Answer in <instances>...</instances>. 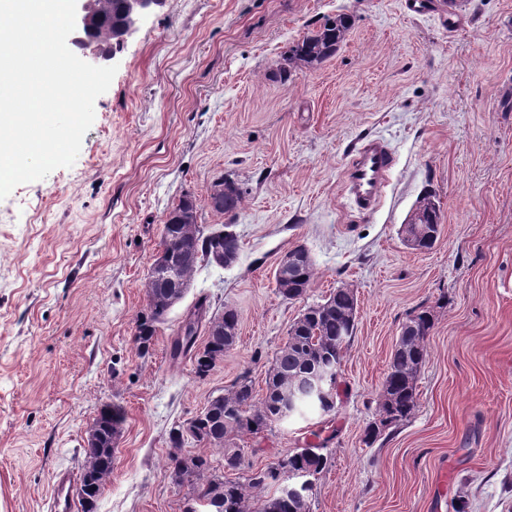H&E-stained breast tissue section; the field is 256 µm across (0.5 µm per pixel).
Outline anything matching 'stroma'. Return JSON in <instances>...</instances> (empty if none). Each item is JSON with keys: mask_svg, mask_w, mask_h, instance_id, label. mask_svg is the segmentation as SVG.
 Wrapping results in <instances>:
<instances>
[{"mask_svg": "<svg viewBox=\"0 0 512 512\" xmlns=\"http://www.w3.org/2000/svg\"><path fill=\"white\" fill-rule=\"evenodd\" d=\"M403 0H167L116 49L75 163L0 200V512H49L56 476L80 471L103 406L124 415L95 512H185L174 453L222 465L219 450L169 434L249 373H266L290 325L339 287L358 314L336 408L234 437L251 468L317 438L328 463L310 512H512V0H454L460 22L407 14ZM353 26L315 69L275 73L324 19ZM364 137L396 163L381 206L355 210L347 155ZM244 199L210 206L222 178ZM442 215L432 250L401 233L416 199ZM204 231L231 224L239 259L202 265L159 325L135 342L162 224L183 196ZM305 246L307 294L274 273ZM234 307L238 341L206 378L170 348L198 299ZM434 316L408 419L366 442L400 329ZM221 185H227V191H224L222 209L216 210V212L224 214L231 222L234 221L242 204L243 191L240 187L236 186L233 181L228 179L222 180L220 186Z\"/></svg>", "mask_w": 512, "mask_h": 512, "instance_id": "obj_1", "label": "stroma"}]
</instances>
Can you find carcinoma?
<instances>
[{
    "instance_id": "carcinoma-1",
    "label": "carcinoma",
    "mask_w": 512,
    "mask_h": 512,
    "mask_svg": "<svg viewBox=\"0 0 512 512\" xmlns=\"http://www.w3.org/2000/svg\"><path fill=\"white\" fill-rule=\"evenodd\" d=\"M122 0H107L101 5L104 16L99 24L97 37L108 39L110 26L120 21ZM352 27L348 15L328 18L316 31L303 36L292 45L284 58L287 65L279 68V73L288 75L291 69L299 66L313 67L336 54L346 40ZM222 209L229 223L223 228L208 234L199 230L193 237H186L180 227L182 217L195 212L191 197H183L167 214L161 231L160 245L170 248L180 255L178 280L191 284V279L202 262H211L213 253L224 249L239 252L237 237L226 238L224 231L230 229L243 201V191L231 180L225 179ZM413 216L421 224L440 226L441 212L433 196L426 194L415 203ZM316 274L314 261L296 268L290 284L306 292L311 287ZM176 292V284L164 280L153 283V295L147 297V308L136 321L135 342L141 352L149 351L157 325L165 320L171 307L164 304L168 295ZM355 296L342 288L330 293L321 302L308 306L293 322L288 330V339L276 352L268 369L266 391L261 398H255L252 380L243 374L227 393L210 402L211 417L201 428L197 440L205 441L224 454V469H242L244 457L239 448H226L224 443L238 434H258L277 423L282 414L281 391L287 383L299 376L333 370V384H338L342 351L353 335L356 325ZM206 300L198 301L196 318L191 325L184 327L181 340L172 344L171 357L174 359L188 354L194 346L199 324L205 320L203 310ZM224 322L223 336H206L205 350L194 354V372L198 377L207 376L224 358L237 341L239 317L237 310L225 306L219 315ZM434 325V318L427 309L414 312L402 325L404 336L402 345L394 348L389 368L383 381V390L389 395L383 405V418L370 425L366 440L372 441L381 429L409 418L416 408V378L426 357V340ZM123 423L120 409L107 405L95 420V425L104 442L119 433ZM328 457L319 446L300 448L282 459L277 465L262 469H250L243 477L230 479L222 470L213 466L204 456L187 458L171 457L170 478L178 486L188 482L194 495L191 501L204 500L219 493L222 496L223 512H309L308 499L299 500L284 492L282 478L290 471L305 472L314 478L327 465ZM112 475V449H85L78 496L84 512H93L98 498L106 489ZM275 485L272 495L258 496V492Z\"/></svg>"
}]
</instances>
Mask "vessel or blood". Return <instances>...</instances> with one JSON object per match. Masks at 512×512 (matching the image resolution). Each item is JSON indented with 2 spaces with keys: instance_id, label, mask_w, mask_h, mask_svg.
Segmentation results:
<instances>
[{
  "instance_id": "vessel-or-blood-1",
  "label": "vessel or blood",
  "mask_w": 512,
  "mask_h": 512,
  "mask_svg": "<svg viewBox=\"0 0 512 512\" xmlns=\"http://www.w3.org/2000/svg\"><path fill=\"white\" fill-rule=\"evenodd\" d=\"M394 157L388 146L381 140L371 139L356 145L346 164L344 186L355 209L370 213L379 206ZM74 475L58 477L51 497L50 512H74L71 486Z\"/></svg>"
}]
</instances>
